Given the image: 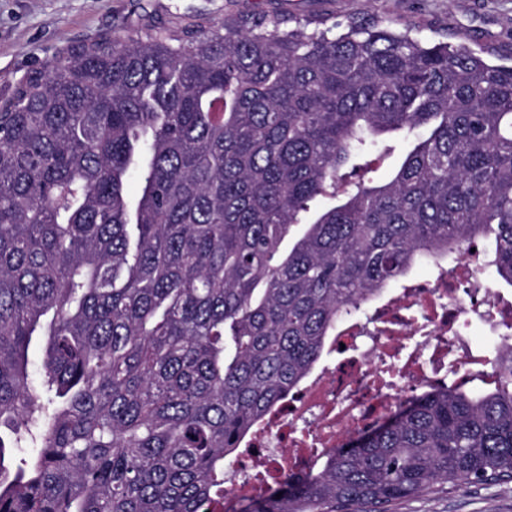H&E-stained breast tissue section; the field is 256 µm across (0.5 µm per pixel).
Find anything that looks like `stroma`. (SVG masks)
<instances>
[{"mask_svg": "<svg viewBox=\"0 0 512 512\" xmlns=\"http://www.w3.org/2000/svg\"><path fill=\"white\" fill-rule=\"evenodd\" d=\"M253 14L415 19L477 44H512V0H0V96L29 69L82 42L147 25L178 33ZM394 512H512V482L464 484L448 495L423 492L398 502Z\"/></svg>", "mask_w": 512, "mask_h": 512, "instance_id": "35a3bbf8", "label": "stroma"}]
</instances>
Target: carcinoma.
<instances>
[{
  "instance_id": "1",
  "label": "carcinoma",
  "mask_w": 512,
  "mask_h": 512,
  "mask_svg": "<svg viewBox=\"0 0 512 512\" xmlns=\"http://www.w3.org/2000/svg\"><path fill=\"white\" fill-rule=\"evenodd\" d=\"M424 28L138 29L0 99V512H224L246 434L416 262L491 238L512 287V47ZM391 138L409 147L382 181ZM491 368L485 393L400 403L248 512L512 482V354Z\"/></svg>"
}]
</instances>
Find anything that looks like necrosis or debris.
Listing matches in <instances>:
<instances>
[{
  "mask_svg": "<svg viewBox=\"0 0 512 512\" xmlns=\"http://www.w3.org/2000/svg\"><path fill=\"white\" fill-rule=\"evenodd\" d=\"M472 272L468 261L458 262L451 278L403 291L379 306L375 330L353 324L332 337V344H344L350 357L313 374L282 411L263 423L260 432L248 441L249 447L264 449L263 461L271 479L284 478L289 468L299 467L309 446L327 450L340 447L349 431L382 417L402 401L409 386L440 384L449 356L470 362L471 349L460 330L473 323L479 305L490 310L482 322L497 351L512 348V336L499 331L501 324H512V306L499 301L497 288L481 286L482 297L477 301L459 296L461 285L471 281ZM418 335L432 350L430 371H423L412 353L401 367V383H380L374 363L378 351H403Z\"/></svg>",
  "mask_w": 512,
  "mask_h": 512,
  "instance_id": "necrosis-or-debris-1",
  "label": "necrosis or debris"
}]
</instances>
